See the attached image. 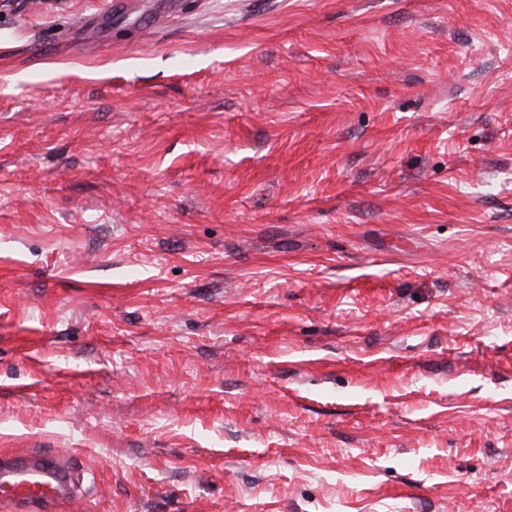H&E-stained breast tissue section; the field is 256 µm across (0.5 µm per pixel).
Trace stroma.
Listing matches in <instances>:
<instances>
[{"label": "stroma", "mask_w": 512, "mask_h": 512, "mask_svg": "<svg viewBox=\"0 0 512 512\" xmlns=\"http://www.w3.org/2000/svg\"><path fill=\"white\" fill-rule=\"evenodd\" d=\"M102 7L0 0V453L70 512H512V0Z\"/></svg>", "instance_id": "35a3bbf8"}]
</instances>
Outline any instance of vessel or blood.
Instances as JSON below:
<instances>
[{
    "label": "vessel or blood",
    "mask_w": 512,
    "mask_h": 512,
    "mask_svg": "<svg viewBox=\"0 0 512 512\" xmlns=\"http://www.w3.org/2000/svg\"><path fill=\"white\" fill-rule=\"evenodd\" d=\"M70 478L53 455L0 457V512H57L72 501Z\"/></svg>",
    "instance_id": "obj_1"
}]
</instances>
